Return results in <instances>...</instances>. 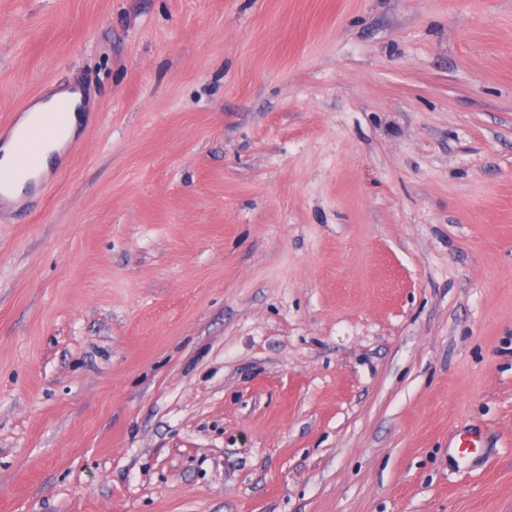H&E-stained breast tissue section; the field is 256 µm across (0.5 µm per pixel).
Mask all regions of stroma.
<instances>
[{
	"instance_id": "35a3bbf8",
	"label": "stroma",
	"mask_w": 512,
	"mask_h": 512,
	"mask_svg": "<svg viewBox=\"0 0 512 512\" xmlns=\"http://www.w3.org/2000/svg\"><path fill=\"white\" fill-rule=\"evenodd\" d=\"M75 84L0 512H512V0H0V123Z\"/></svg>"
}]
</instances>
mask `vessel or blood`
Instances as JSON below:
<instances>
[{
  "label": "vessel or blood",
  "mask_w": 512,
  "mask_h": 512,
  "mask_svg": "<svg viewBox=\"0 0 512 512\" xmlns=\"http://www.w3.org/2000/svg\"><path fill=\"white\" fill-rule=\"evenodd\" d=\"M69 110L68 101L60 100L24 126L8 122V137L0 140V200L28 189L27 176L38 169L41 145L66 136Z\"/></svg>",
  "instance_id": "obj_1"
}]
</instances>
